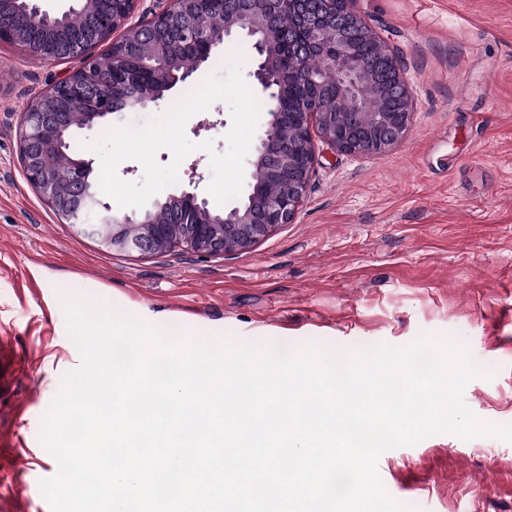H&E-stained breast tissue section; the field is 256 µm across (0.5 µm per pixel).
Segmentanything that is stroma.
Masks as SVG:
<instances>
[{
  "label": "stroma",
  "instance_id": "stroma-1",
  "mask_svg": "<svg viewBox=\"0 0 512 512\" xmlns=\"http://www.w3.org/2000/svg\"><path fill=\"white\" fill-rule=\"evenodd\" d=\"M406 64L414 116L386 153L327 144L293 223L252 249L198 256L110 251L61 221L27 181L19 120L75 60L32 61L0 42V512H51L54 475L41 420L80 354L59 292L92 295L190 336L352 350L409 344L419 332L462 340L493 373L464 401L512 422V0H356ZM211 129H204L202 121ZM224 102L186 123L182 161L212 179L200 143L227 148ZM378 470L410 512H512V441L438 434L384 452Z\"/></svg>",
  "mask_w": 512,
  "mask_h": 512
}]
</instances>
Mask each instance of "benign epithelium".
<instances>
[{
    "label": "benign epithelium",
    "instance_id": "benign-epithelium-1",
    "mask_svg": "<svg viewBox=\"0 0 512 512\" xmlns=\"http://www.w3.org/2000/svg\"><path fill=\"white\" fill-rule=\"evenodd\" d=\"M61 12L42 9L39 0H0V22L23 5L46 29L63 33L73 12L96 8L95 34L110 36L112 63L101 66L86 59L91 42L76 33L70 36L71 58L82 66L54 82L31 101L19 124L21 161L28 182L66 223L112 250L161 254L175 247L197 255L244 252L290 224L306 196L318 156L316 142L353 155L389 151L406 135L413 114V97L404 76L398 50L385 41L354 9V0H235L224 15L220 30L211 24V0H160L153 13L148 38L138 35L140 25L129 20L138 0H68ZM297 19L301 35L289 34L283 24ZM373 39L380 47L377 64L391 72V83L381 90L363 77V62L352 41L354 32ZM240 35L254 44L255 58L249 72L264 96L269 120L263 136L253 146L250 165L253 181L237 205L222 212L209 207L196 191L198 163L191 164L188 187L170 194L165 202L130 211H117L93 189L94 160L69 158L64 153L65 127L61 118L83 96L85 80L94 78L111 94L100 97L84 114V126L102 127L117 109L144 110L164 91L192 74L181 69L165 47L173 42L201 49L197 65ZM128 56H145L146 78L127 75L114 80L119 64ZM330 74L342 96L334 112L311 100L292 113L293 130L284 127L279 108L288 98L295 79L304 71ZM382 96L400 99L401 110L385 112L369 107ZM179 210L182 219L167 222L162 215Z\"/></svg>",
    "mask_w": 512,
    "mask_h": 512
}]
</instances>
